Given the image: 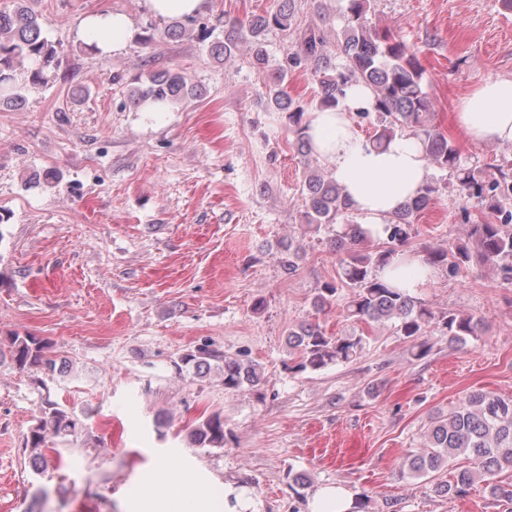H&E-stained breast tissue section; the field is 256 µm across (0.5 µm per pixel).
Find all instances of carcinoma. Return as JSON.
Wrapping results in <instances>:
<instances>
[{
    "mask_svg": "<svg viewBox=\"0 0 512 512\" xmlns=\"http://www.w3.org/2000/svg\"><path fill=\"white\" fill-rule=\"evenodd\" d=\"M369 0H349L347 19L336 34V54L346 60L338 67L331 64L326 39L320 29L310 25L303 31L297 51L290 54L287 66L264 74L267 107L288 115V132L303 157L313 152L305 135L304 110L288 92V70L311 69V76L320 88V109L336 107L344 88L360 84L374 98L380 126L371 137V144L382 146L397 133L410 130L419 142L426 161L456 171L460 194L485 201L487 208L500 209V202L512 198V166L501 165L493 172L463 169L455 140L438 126L431 124L435 102L424 82V69L406 44L388 31H379L367 18ZM294 17V0H278L273 13L253 14L245 24L232 25L224 31V39L208 46L209 55L222 62L231 58L240 46L250 47L257 64L266 62L262 36L270 28L290 29ZM29 74L21 84V71ZM58 78V51L44 35L38 16L27 6V0H12V7L0 9V110L22 106L29 93H37ZM203 88L177 68L149 73L139 77L127 94L134 108L154 100L170 104L188 98H201ZM436 188L426 185L423 193L402 205L384 225L387 247L375 252H362L356 246L372 239L359 224H344L336 234V250L340 253L338 279L327 282L313 301L319 313L338 299L344 288L352 296L343 307L346 316L365 323H391L397 333L411 343L413 357L428 355L431 346L427 329L436 325L448 343H463L481 335L483 323L472 315L450 313L435 316L420 299L395 288L374 274L398 256V248L412 238L416 217L425 211ZM301 196L305 223L317 226L336 224L346 212V203L336 181L317 171L303 179ZM477 260L500 268L503 279L512 282V212L495 224L479 221L470 225L467 240L455 251L435 248L429 253L433 265L447 266L455 272ZM366 348L361 335L333 336L312 322H302L288 330V349L297 356L291 366L296 373L319 371L331 365L359 359ZM10 358L20 371L31 368L55 369L56 360L48 355V346L35 336L18 334L10 337L8 350L0 349V359ZM222 362L224 389L240 390L255 387L262 379L260 366L253 362L221 356L200 348L181 358L195 369L208 360ZM80 420L53 401L46 402L37 425L26 437L31 463L36 473L44 472L42 448L47 435H67L79 428ZM224 418L213 413L197 422L189 432V441L199 448L224 447ZM463 457L467 465L451 467ZM404 469L415 478H426L440 497L463 498L476 482L482 481L502 512H512V481L498 479L503 471H512V398L489 392L472 391L464 402L448 413L430 418L424 431L423 444L408 453Z\"/></svg>",
    "mask_w": 512,
    "mask_h": 512,
    "instance_id": "1",
    "label": "carcinoma"
}]
</instances>
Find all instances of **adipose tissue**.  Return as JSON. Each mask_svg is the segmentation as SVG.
Instances as JSON below:
<instances>
[{"label": "adipose tissue", "instance_id": "obj_1", "mask_svg": "<svg viewBox=\"0 0 512 512\" xmlns=\"http://www.w3.org/2000/svg\"><path fill=\"white\" fill-rule=\"evenodd\" d=\"M78 37L100 53L117 54L133 40L134 30L124 13H91L83 19ZM372 103L365 87L349 86L337 107L311 113L307 134L315 152L329 162L349 210L363 227L377 231L386 217L418 196L426 172L414 136L398 135L381 147L358 136L351 115ZM454 120L469 142L512 144V78L488 80L461 97ZM381 276L412 292L425 287L434 272L423 256L405 254ZM128 501L131 512H253L254 507L244 488L173 472L162 459L155 461Z\"/></svg>", "mask_w": 512, "mask_h": 512}]
</instances>
